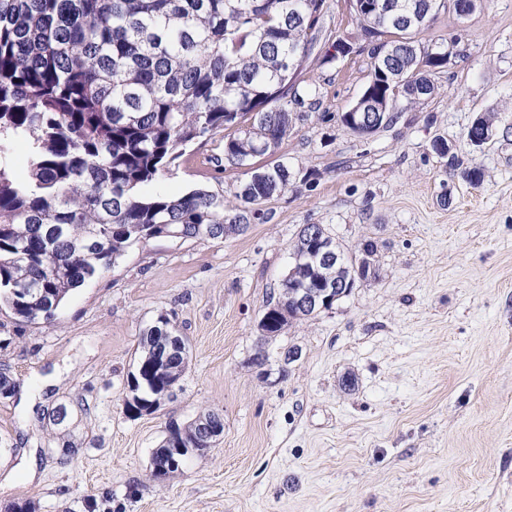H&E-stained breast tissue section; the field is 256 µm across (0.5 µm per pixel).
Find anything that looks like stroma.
<instances>
[{
  "instance_id": "stroma-1",
  "label": "stroma",
  "mask_w": 512,
  "mask_h": 512,
  "mask_svg": "<svg viewBox=\"0 0 512 512\" xmlns=\"http://www.w3.org/2000/svg\"><path fill=\"white\" fill-rule=\"evenodd\" d=\"M353 53L328 60L336 38ZM423 40L459 39L437 92L358 138L339 121L369 81L349 0H326L297 75L312 89L273 155L297 179L264 218L219 241L159 238L73 291L52 322L0 312V504L35 512H512V135L474 149L477 114L512 113V0L466 19L440 8ZM448 140L471 186L430 148ZM224 138L191 147L156 191L227 190ZM346 254L377 248L379 276L292 321L257 365V325L303 225ZM189 369L150 415L124 409L139 334L159 314ZM299 359L284 363L288 348ZM66 405L62 425L48 418ZM216 410L224 433L151 480L169 423ZM74 454L61 455L62 447Z\"/></svg>"
}]
</instances>
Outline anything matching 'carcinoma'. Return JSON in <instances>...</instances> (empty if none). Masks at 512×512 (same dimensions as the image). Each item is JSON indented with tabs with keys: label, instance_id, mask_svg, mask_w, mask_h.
<instances>
[{
	"label": "carcinoma",
	"instance_id": "cac0c4a2",
	"mask_svg": "<svg viewBox=\"0 0 512 512\" xmlns=\"http://www.w3.org/2000/svg\"><path fill=\"white\" fill-rule=\"evenodd\" d=\"M326 0H0V311L50 321L70 292L109 269L131 246L175 224L186 240L207 229L240 233L296 174L262 162L293 131L304 105L295 79L321 32ZM354 11L370 49L367 87L387 100L384 128L399 101L428 99L448 42L423 45L434 0H368ZM512 116L481 114L466 132ZM224 134V161L242 170L233 200L206 188L172 197L143 189L167 177L187 149ZM27 146L30 174L7 160ZM366 242L354 271L378 277ZM329 273L297 269L299 284L325 288ZM18 292H12V289ZM157 325L140 336L138 362L156 359ZM186 337L169 361L189 366ZM168 375V376H170ZM168 376L139 390L156 405Z\"/></svg>",
	"mask_w": 512,
	"mask_h": 512
}]
</instances>
